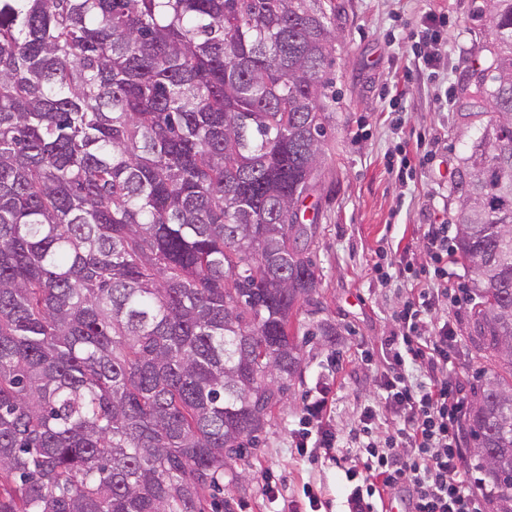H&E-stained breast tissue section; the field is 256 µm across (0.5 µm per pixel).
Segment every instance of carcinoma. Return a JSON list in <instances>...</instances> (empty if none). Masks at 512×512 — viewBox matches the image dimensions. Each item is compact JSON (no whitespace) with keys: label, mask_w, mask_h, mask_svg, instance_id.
I'll return each instance as SVG.
<instances>
[{"label":"carcinoma","mask_w":512,"mask_h":512,"mask_svg":"<svg viewBox=\"0 0 512 512\" xmlns=\"http://www.w3.org/2000/svg\"><path fill=\"white\" fill-rule=\"evenodd\" d=\"M461 119L472 468L512 512V0ZM332 0H0V512H205L301 370ZM491 117H486L484 106Z\"/></svg>","instance_id":"1"}]
</instances>
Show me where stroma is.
I'll return each instance as SVG.
<instances>
[{
    "instance_id": "35a3bbf8",
    "label": "stroma",
    "mask_w": 512,
    "mask_h": 512,
    "mask_svg": "<svg viewBox=\"0 0 512 512\" xmlns=\"http://www.w3.org/2000/svg\"><path fill=\"white\" fill-rule=\"evenodd\" d=\"M333 2L342 38L326 68L325 159L307 199L317 226L309 255L320 285L314 304L303 306L295 322L302 370L257 448L225 468L206 512H294L308 488L318 512H346L353 483L335 461L300 458L291 433L316 386L330 385L331 423L344 436L376 401L380 373L364 356L396 328L394 315L407 296L397 264H427L423 224L455 223L452 185L478 135L459 114L463 89L490 41L473 18L484 0ZM427 8L447 18L440 35L448 64L440 83L413 65ZM443 94L448 104L441 109L435 99ZM421 138L440 141L431 167L398 176L400 156L414 155ZM325 323L336 329L329 341L319 334ZM268 484L278 489L277 500L265 496Z\"/></svg>"
}]
</instances>
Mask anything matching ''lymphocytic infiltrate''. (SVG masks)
Instances as JSON below:
<instances>
[{
  "mask_svg": "<svg viewBox=\"0 0 512 512\" xmlns=\"http://www.w3.org/2000/svg\"><path fill=\"white\" fill-rule=\"evenodd\" d=\"M426 21L417 63L435 74L447 64L440 38L445 18L430 11ZM423 242L434 273L426 283L411 278L397 329L381 341L379 403L365 406L351 437L357 451L345 474L361 483L348 499L349 512H376L388 493L399 494L407 512H488V499L475 491L462 448L465 387L455 374L456 321L447 315L467 306L470 296L450 280L449 225H426ZM332 405L325 387L306 403L293 434L300 457L313 460L340 448L342 438L330 422ZM381 407L393 417V433L382 442L377 439Z\"/></svg>",
  "mask_w": 512,
  "mask_h": 512,
  "instance_id": "1",
  "label": "lymphocytic infiltrate"
}]
</instances>
